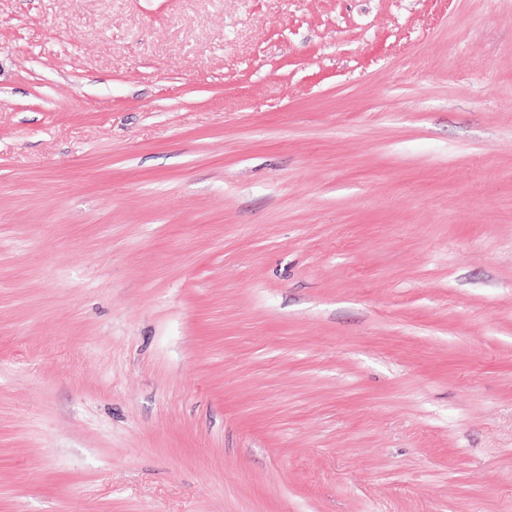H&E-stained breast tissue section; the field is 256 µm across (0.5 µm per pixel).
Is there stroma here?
Listing matches in <instances>:
<instances>
[{
	"label": "stroma",
	"instance_id": "obj_1",
	"mask_svg": "<svg viewBox=\"0 0 512 512\" xmlns=\"http://www.w3.org/2000/svg\"><path fill=\"white\" fill-rule=\"evenodd\" d=\"M0 512H512V0H0Z\"/></svg>",
	"mask_w": 512,
	"mask_h": 512
}]
</instances>
